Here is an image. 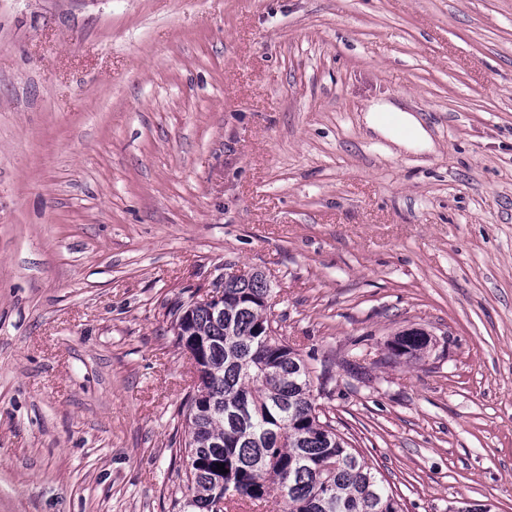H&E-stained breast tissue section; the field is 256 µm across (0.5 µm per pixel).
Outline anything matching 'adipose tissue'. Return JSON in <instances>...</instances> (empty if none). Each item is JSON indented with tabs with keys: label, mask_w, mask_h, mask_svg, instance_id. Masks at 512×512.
Here are the masks:
<instances>
[{
	"label": "adipose tissue",
	"mask_w": 512,
	"mask_h": 512,
	"mask_svg": "<svg viewBox=\"0 0 512 512\" xmlns=\"http://www.w3.org/2000/svg\"><path fill=\"white\" fill-rule=\"evenodd\" d=\"M368 129L390 140L398 148L413 153L430 152L434 143L419 117L385 101L372 102L364 114Z\"/></svg>",
	"instance_id": "adipose-tissue-1"
}]
</instances>
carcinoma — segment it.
Masks as SVG:
<instances>
[{"mask_svg":"<svg viewBox=\"0 0 512 512\" xmlns=\"http://www.w3.org/2000/svg\"><path fill=\"white\" fill-rule=\"evenodd\" d=\"M270 300L258 275L224 282L222 319L206 307L186 318L181 304L171 312L177 343L198 354L205 389L176 412L187 432L181 512H225L226 501L271 494L279 512H403L382 473L329 430L299 350L279 333L257 335ZM430 343L423 330L401 331L387 343L388 358L416 359Z\"/></svg>","mask_w":512,"mask_h":512,"instance_id":"carcinoma-1","label":"carcinoma"}]
</instances>
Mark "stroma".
<instances>
[{"label":"stroma","mask_w":512,"mask_h":512,"mask_svg":"<svg viewBox=\"0 0 512 512\" xmlns=\"http://www.w3.org/2000/svg\"><path fill=\"white\" fill-rule=\"evenodd\" d=\"M236 269L404 512H512V0H0V512H179ZM388 113H392L393 118ZM364 121L368 129L400 149L413 153L434 150L432 138L419 117L391 102L373 101L364 114ZM401 130H405V133L400 134ZM429 334L420 329H408L399 332L387 343L388 359L413 360L420 357L429 347Z\"/></svg>","instance_id":"obj_1"}]
</instances>
